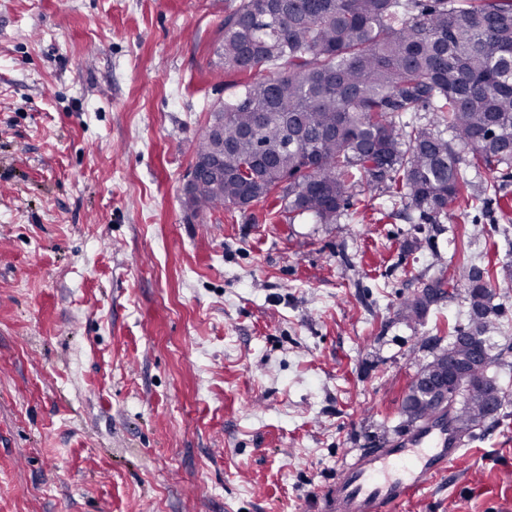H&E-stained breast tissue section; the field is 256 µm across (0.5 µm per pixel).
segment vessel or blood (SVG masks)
Listing matches in <instances>:
<instances>
[{
    "label": "vessel or blood",
    "mask_w": 512,
    "mask_h": 512,
    "mask_svg": "<svg viewBox=\"0 0 512 512\" xmlns=\"http://www.w3.org/2000/svg\"><path fill=\"white\" fill-rule=\"evenodd\" d=\"M465 458L454 418L433 416L345 463L325 494L324 512H396L406 497L429 486Z\"/></svg>",
    "instance_id": "vessel-or-blood-1"
}]
</instances>
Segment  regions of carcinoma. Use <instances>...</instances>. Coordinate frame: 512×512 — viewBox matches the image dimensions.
<instances>
[{
    "instance_id": "carcinoma-1",
    "label": "carcinoma",
    "mask_w": 512,
    "mask_h": 512,
    "mask_svg": "<svg viewBox=\"0 0 512 512\" xmlns=\"http://www.w3.org/2000/svg\"><path fill=\"white\" fill-rule=\"evenodd\" d=\"M218 48L224 71L253 74L211 111L224 136V181L201 182L191 211L265 201L288 183V211L334 224L354 188L388 184L430 217L448 213L471 186L468 171L512 165V0H241L224 15ZM427 112L424 124L405 120ZM216 151L204 134L196 159ZM471 324L454 329L417 373L448 348L476 340L493 355L486 320L496 313L489 271L466 275ZM456 280L441 277L404 304L420 315ZM499 395L489 372L475 373L449 404L460 430L484 417L482 396ZM435 413L427 402L403 412L414 426Z\"/></svg>"
}]
</instances>
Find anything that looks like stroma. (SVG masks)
<instances>
[{"label": "stroma", "mask_w": 512, "mask_h": 512, "mask_svg": "<svg viewBox=\"0 0 512 512\" xmlns=\"http://www.w3.org/2000/svg\"><path fill=\"white\" fill-rule=\"evenodd\" d=\"M239 0H0V512H318L403 432L427 341L493 271L512 342V169L430 221L380 187L335 224L184 205ZM459 286L405 319L440 277ZM398 512H512V405Z\"/></svg>", "instance_id": "obj_1"}]
</instances>
